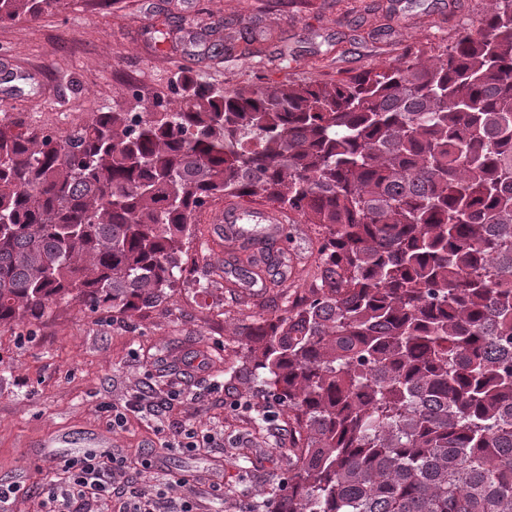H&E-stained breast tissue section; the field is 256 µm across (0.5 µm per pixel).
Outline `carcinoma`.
Returning <instances> with one entry per match:
<instances>
[{
    "mask_svg": "<svg viewBox=\"0 0 512 512\" xmlns=\"http://www.w3.org/2000/svg\"><path fill=\"white\" fill-rule=\"evenodd\" d=\"M62 0H0V24ZM263 59L253 28L228 42ZM171 90L65 135L0 119V327L169 299L216 198L318 228L320 288L224 366L292 413L271 512H512V0L330 84ZM261 250L239 276L271 267Z\"/></svg>",
    "mask_w": 512,
    "mask_h": 512,
    "instance_id": "1",
    "label": "carcinoma"
}]
</instances>
